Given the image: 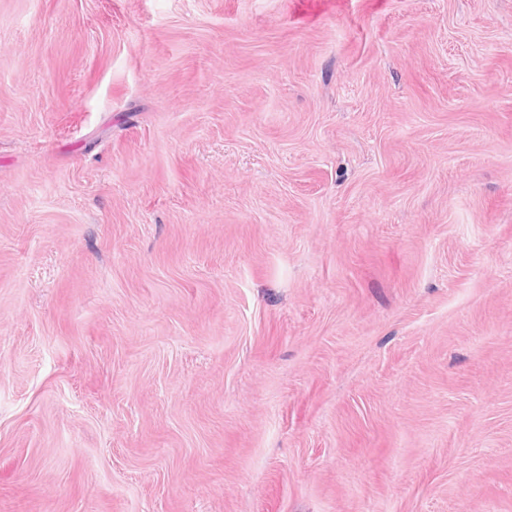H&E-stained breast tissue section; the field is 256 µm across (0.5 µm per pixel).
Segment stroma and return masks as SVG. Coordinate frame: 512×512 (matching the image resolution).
Returning a JSON list of instances; mask_svg holds the SVG:
<instances>
[{"instance_id": "stroma-1", "label": "stroma", "mask_w": 512, "mask_h": 512, "mask_svg": "<svg viewBox=\"0 0 512 512\" xmlns=\"http://www.w3.org/2000/svg\"><path fill=\"white\" fill-rule=\"evenodd\" d=\"M0 512H512V0H0Z\"/></svg>"}]
</instances>
